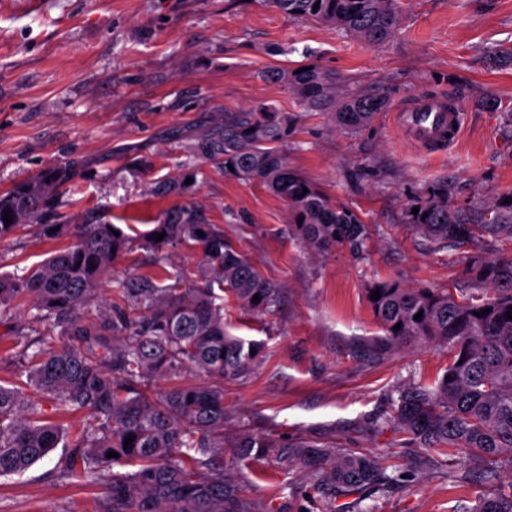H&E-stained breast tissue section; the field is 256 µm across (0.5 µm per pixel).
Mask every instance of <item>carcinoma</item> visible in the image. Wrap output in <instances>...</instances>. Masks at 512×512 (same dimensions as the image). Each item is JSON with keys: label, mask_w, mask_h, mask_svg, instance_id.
Segmentation results:
<instances>
[{"label": "carcinoma", "mask_w": 512, "mask_h": 512, "mask_svg": "<svg viewBox=\"0 0 512 512\" xmlns=\"http://www.w3.org/2000/svg\"><path fill=\"white\" fill-rule=\"evenodd\" d=\"M258 2L368 43L392 38L400 23L398 0ZM263 76L284 82L304 111L327 112L342 129H362L387 105L381 92H343L341 79L313 64L300 73L268 70ZM295 124L296 117L266 103L226 112L224 131L201 140L193 157L267 187L288 209L294 236L307 246L364 251L368 225L290 166L286 146ZM66 180V170L58 169L1 197L0 240L25 228L49 188ZM448 194L446 184L434 188L418 214L410 215L408 229L449 247L490 242L497 254L472 257L470 271L480 288H410L393 280L369 285L367 295L381 293L369 300L385 332L378 349L427 340L448 351L443 374L398 387L375 426L419 448L476 458L483 462L480 478L491 483L502 468L512 473V320L506 316L512 312V194L471 209L453 208ZM6 215L12 217L8 225ZM177 245L200 248L205 270L197 277L168 275L164 259ZM137 246L156 254L155 272L119 282L117 299L104 301L102 279ZM224 290L255 314L269 311L280 294L276 283L225 241L223 230L198 223L190 210L163 214L138 245L114 224L81 226L73 243L38 266L1 275L0 341L12 343L10 356L26 381L0 385V476L22 473L62 446L66 452L55 469L102 485L96 512H271L215 465L227 447L241 462L276 447L245 431L224 440V381L248 376L261 354L257 342L225 331ZM26 297L31 306L23 320L15 303ZM486 309L488 314L476 316ZM420 311L421 319H414ZM43 328L58 331L60 343L41 347L36 336ZM188 370L204 373L209 384L179 382ZM157 379L173 385L153 390ZM46 402L57 413L87 415L79 436L69 440L68 431L47 415ZM129 436L133 442L126 446ZM110 452L119 457H108ZM280 456L309 470L321 496L312 502L321 503V512H334L329 499L359 500L383 479L379 461L366 453L297 441L282 447ZM469 512H512V485L479 496Z\"/></svg>", "instance_id": "obj_1"}]
</instances>
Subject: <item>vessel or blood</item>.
<instances>
[{
    "label": "vessel or blood",
    "instance_id": "vessel-or-blood-1",
    "mask_svg": "<svg viewBox=\"0 0 512 512\" xmlns=\"http://www.w3.org/2000/svg\"><path fill=\"white\" fill-rule=\"evenodd\" d=\"M392 117L402 135L430 155L458 143L466 122L457 97L446 94L416 96L397 106Z\"/></svg>",
    "mask_w": 512,
    "mask_h": 512
}]
</instances>
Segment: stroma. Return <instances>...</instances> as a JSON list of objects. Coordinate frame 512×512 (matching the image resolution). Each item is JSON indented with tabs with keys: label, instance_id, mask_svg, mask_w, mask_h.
Returning a JSON list of instances; mask_svg holds the SVG:
<instances>
[{
	"label": "stroma",
	"instance_id": "1",
	"mask_svg": "<svg viewBox=\"0 0 512 512\" xmlns=\"http://www.w3.org/2000/svg\"><path fill=\"white\" fill-rule=\"evenodd\" d=\"M512 0H402L399 30L380 44L297 21L258 0H0V195L66 167L38 223L0 241V274L23 273L68 244L44 224H116L142 236L163 212L191 210L221 228L281 288L274 311L224 300V326L263 345L247 377L224 383L225 436L246 430L280 444L328 443L376 457L393 482L380 512H460L484 487L469 457L403 444L374 427L394 386L441 375L445 351L417 342L376 358L382 331L366 299L375 280L414 288L472 287V245L435 246L407 230L411 209L450 183L469 209L512 193ZM314 64L389 108L358 132L323 112L300 111L267 69ZM461 99V141L431 156L392 124L390 108L425 93ZM265 102L298 114L290 165L329 200L368 224L366 253L317 251L292 233L281 201L256 182L200 163L180 190L197 141L229 110ZM173 184L162 192V184ZM224 468L273 512H311L307 468L277 455L225 457ZM100 488L59 475L54 459L0 477V512H96Z\"/></svg>",
	"mask_w": 512,
	"mask_h": 512
}]
</instances>
